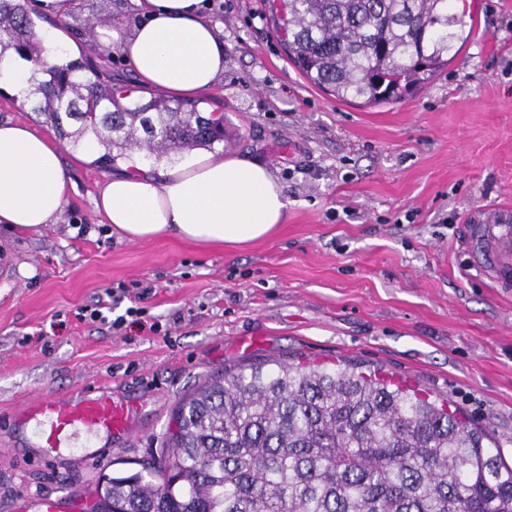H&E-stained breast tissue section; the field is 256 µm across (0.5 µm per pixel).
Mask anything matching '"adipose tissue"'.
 I'll return each mask as SVG.
<instances>
[{
    "instance_id": "adipose-tissue-1",
    "label": "adipose tissue",
    "mask_w": 512,
    "mask_h": 512,
    "mask_svg": "<svg viewBox=\"0 0 512 512\" xmlns=\"http://www.w3.org/2000/svg\"><path fill=\"white\" fill-rule=\"evenodd\" d=\"M131 23L98 27L102 53L120 52L138 82L173 99H192L224 78V41L203 0H135ZM75 0H40L34 26L43 58L64 65L83 49L69 29L46 25L76 9ZM17 105L28 106L36 76L25 60L0 65ZM139 158L108 176L94 199L113 234L132 243L164 235L199 245L240 246L270 239L288 215L289 200L269 168L246 156L211 153L165 164L151 176ZM71 169L47 135L27 124L0 122V224L9 231L42 232L55 223L72 188Z\"/></svg>"
}]
</instances>
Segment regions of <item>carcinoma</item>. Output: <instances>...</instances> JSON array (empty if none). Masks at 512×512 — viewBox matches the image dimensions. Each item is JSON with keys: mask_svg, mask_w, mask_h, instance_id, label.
Listing matches in <instances>:
<instances>
[{"mask_svg": "<svg viewBox=\"0 0 512 512\" xmlns=\"http://www.w3.org/2000/svg\"><path fill=\"white\" fill-rule=\"evenodd\" d=\"M458 0H279L288 57L346 101L391 102L431 80L468 36ZM33 0H0V58L45 79L31 110L100 163L135 148L159 160L224 141L199 102L131 100L95 66H49L34 42ZM80 124L77 133L68 128ZM145 473H103L99 512H512L500 438L408 385L348 367L250 364L224 371L173 413Z\"/></svg>", "mask_w": 512, "mask_h": 512, "instance_id": "1", "label": "carcinoma"}]
</instances>
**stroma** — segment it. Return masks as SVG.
Returning a JSON list of instances; mask_svg holds the SVG:
<instances>
[{
	"instance_id": "1",
	"label": "stroma",
	"mask_w": 512,
	"mask_h": 512,
	"mask_svg": "<svg viewBox=\"0 0 512 512\" xmlns=\"http://www.w3.org/2000/svg\"><path fill=\"white\" fill-rule=\"evenodd\" d=\"M467 3L473 30L448 66L367 106L306 81L268 0H212L224 79L205 109L224 117L221 150L265 164L291 202L270 240L119 241L93 205L111 167L61 143L74 187L58 223L0 231V512L24 493L93 512L102 473L140 471L178 401L249 362L382 369L448 398L512 458V287L488 226L468 221L512 208V0ZM135 281L152 291L143 314L113 306L120 331L78 318ZM87 386L135 406L132 438L72 439L48 457L12 421L26 398Z\"/></svg>"
}]
</instances>
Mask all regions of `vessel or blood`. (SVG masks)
<instances>
[{
	"label": "vessel or blood",
	"instance_id": "1",
	"mask_svg": "<svg viewBox=\"0 0 512 512\" xmlns=\"http://www.w3.org/2000/svg\"><path fill=\"white\" fill-rule=\"evenodd\" d=\"M15 420L24 426L37 423L44 448L58 447L62 440L79 435L127 439L133 433L132 405L115 404L110 396L90 388L69 401L45 395L29 398L22 403Z\"/></svg>",
	"mask_w": 512,
	"mask_h": 512
}]
</instances>
